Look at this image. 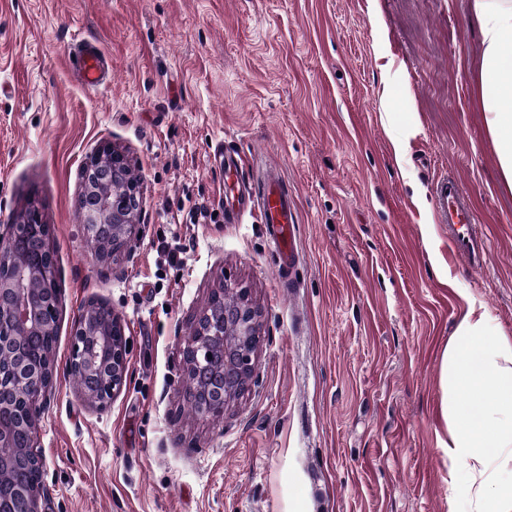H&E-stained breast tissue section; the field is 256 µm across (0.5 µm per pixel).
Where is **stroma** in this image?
Listing matches in <instances>:
<instances>
[{
	"label": "stroma",
	"mask_w": 512,
	"mask_h": 512,
	"mask_svg": "<svg viewBox=\"0 0 512 512\" xmlns=\"http://www.w3.org/2000/svg\"><path fill=\"white\" fill-rule=\"evenodd\" d=\"M79 40L103 53L94 94ZM482 55L472 0H0V225L35 201L60 273L36 440L54 512H448L440 367L463 295L512 336ZM103 142L133 157L145 225L108 264L78 207ZM221 150L243 183L271 163L294 192V287L257 215L227 223ZM448 173L486 227L482 268L436 217ZM226 277L258 305L262 348L257 386L215 423L188 409L182 350ZM93 299L131 344L102 410L64 372Z\"/></svg>",
	"instance_id": "1"
}]
</instances>
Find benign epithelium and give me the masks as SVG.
I'll use <instances>...</instances> for the list:
<instances>
[{
    "instance_id": "1",
    "label": "benign epithelium",
    "mask_w": 512,
    "mask_h": 512,
    "mask_svg": "<svg viewBox=\"0 0 512 512\" xmlns=\"http://www.w3.org/2000/svg\"><path fill=\"white\" fill-rule=\"evenodd\" d=\"M142 184L134 175L129 154L103 143L82 168L79 196L80 223L87 241H112L108 260L128 252L142 235ZM51 225L41 210L29 206L10 223L0 225V266L16 265V274L0 278V353L18 347L21 336H39L40 347L23 348L25 370L10 375V386L0 387V512H53L44 484V464L33 451L41 411L47 404L56 367L48 359L57 328L61 293L59 270L50 246ZM39 284L31 294L26 284ZM236 292V302L221 308L207 305L190 324L183 355L187 388L204 397L200 410L213 422L224 416L235 398L257 383L261 343V315L247 291ZM232 332L236 346L224 349V333ZM128 339L124 321L107 302L91 300L77 315L68 375L82 372L93 379L81 390L91 407L105 408L123 390L128 374Z\"/></svg>"
}]
</instances>
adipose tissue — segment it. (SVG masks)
<instances>
[{
    "label": "adipose tissue",
    "instance_id": "ef3b65f1",
    "mask_svg": "<svg viewBox=\"0 0 512 512\" xmlns=\"http://www.w3.org/2000/svg\"><path fill=\"white\" fill-rule=\"evenodd\" d=\"M484 45L481 100L512 188V0H473ZM449 512H512V336L464 299L441 361Z\"/></svg>",
    "mask_w": 512,
    "mask_h": 512
}]
</instances>
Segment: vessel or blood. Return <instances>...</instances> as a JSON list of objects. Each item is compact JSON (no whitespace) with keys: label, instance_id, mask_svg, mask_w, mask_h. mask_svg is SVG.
I'll list each match as a JSON object with an SVG mask.
<instances>
[{"label":"vessel or blood","instance_id":"1","mask_svg":"<svg viewBox=\"0 0 512 512\" xmlns=\"http://www.w3.org/2000/svg\"><path fill=\"white\" fill-rule=\"evenodd\" d=\"M81 80L88 90L98 89L104 80V65L92 50L83 53ZM435 210L448 226V243L471 268H481L487 258L488 239L475 221L470 198L456 177H439L432 186ZM259 221L265 224L283 268L296 265L297 212L294 193L283 182L276 167H266L259 191Z\"/></svg>","mask_w":512,"mask_h":512}]
</instances>
